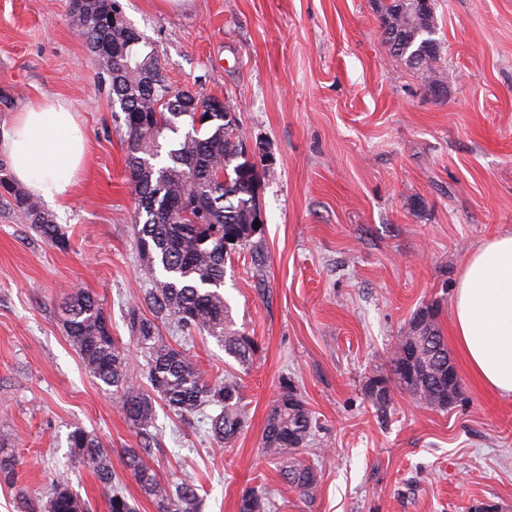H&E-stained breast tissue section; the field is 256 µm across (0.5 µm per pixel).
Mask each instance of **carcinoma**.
I'll use <instances>...</instances> for the list:
<instances>
[{
    "mask_svg": "<svg viewBox=\"0 0 512 512\" xmlns=\"http://www.w3.org/2000/svg\"><path fill=\"white\" fill-rule=\"evenodd\" d=\"M67 8L88 50L106 61L112 103L121 112L125 169L137 200L135 242L147 282L143 294L152 313L145 317L133 305L127 324L147 356L150 391L128 374L126 349L107 330L102 303L93 293L73 288L65 294L63 326L89 374L119 396L140 438V447L125 449V467L141 491L157 512H200L202 499L195 485L165 482L146 462L158 446L156 400L185 424L209 406L219 408L210 417V431L219 446L240 434L247 413L236 377L209 378L186 349L164 341L159 328L206 333L223 343L224 352L239 364L252 361L254 341L233 329L223 288L231 254L246 249L257 265L263 262L261 243L255 239L261 230L254 229L257 173L253 164L239 161L243 139L230 102L172 87L154 52L142 49L143 35L125 20L114 21L118 0H67ZM378 10L390 54L418 72L430 94L442 98L446 87L437 67L441 42L435 38L434 0H379ZM182 128L177 146H168L169 134ZM0 204L58 248L69 247L54 215L8 177L2 162ZM390 368L420 405L445 409L448 398L460 392L459 380L448 383V347L435 313L427 308L414 315ZM313 424L314 416L296 386L281 383L266 419L262 448L303 496L316 483L314 469L301 455ZM68 442L74 462L103 485L107 512H134L112 472L111 454L98 438L76 427ZM24 504L29 512H91L89 502L61 478L53 483L45 505L27 498ZM269 509L263 494L242 490L238 512Z\"/></svg>",
    "mask_w": 512,
    "mask_h": 512,
    "instance_id": "carcinoma-1",
    "label": "carcinoma"
}]
</instances>
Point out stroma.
<instances>
[{
  "instance_id": "35a3bbf8",
  "label": "stroma",
  "mask_w": 512,
  "mask_h": 512,
  "mask_svg": "<svg viewBox=\"0 0 512 512\" xmlns=\"http://www.w3.org/2000/svg\"><path fill=\"white\" fill-rule=\"evenodd\" d=\"M165 78L230 100L258 174L264 266L248 251L225 267L224 297L258 352L243 367L215 337L187 347L211 377H237L248 420L218 447L206 423L185 426L157 403L161 480L194 483L202 512H238L242 488L269 493L271 512H512V398L470 375L456 404H417L393 379L390 354L421 308L451 337L453 300L471 251L512 232V0H435L445 98L385 48L374 0H119ZM100 65L67 0H0V126L25 104L63 100L87 152L55 221L58 249L0 208V512H23L57 476L106 512L96 476L72 466L81 427L112 450L137 512H155L123 465L139 445L119 398L86 370L64 331L61 298L96 293L127 368L147 387L126 311L144 286L134 242L136 196L124 130ZM316 427L304 453L317 484L301 496L264 457L267 414L283 379ZM384 379L387 410L367 386Z\"/></svg>"
}]
</instances>
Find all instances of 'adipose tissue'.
<instances>
[{"label":"adipose tissue","mask_w":512,"mask_h":512,"mask_svg":"<svg viewBox=\"0 0 512 512\" xmlns=\"http://www.w3.org/2000/svg\"><path fill=\"white\" fill-rule=\"evenodd\" d=\"M0 155L27 192L57 206L84 158V136L70 105L32 103L0 129ZM453 336L472 375L493 393L512 397V232L478 245L454 296Z\"/></svg>","instance_id":"adipose-tissue-1"}]
</instances>
